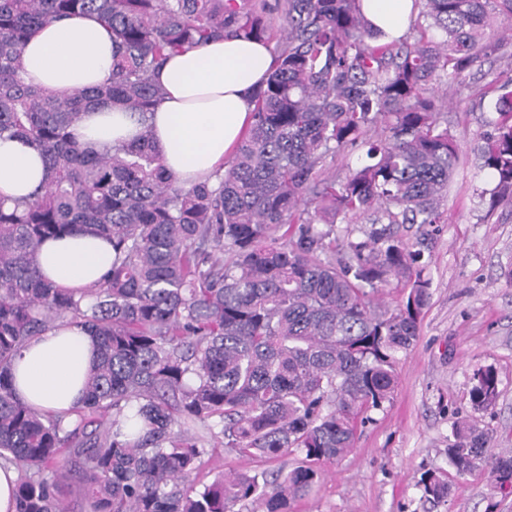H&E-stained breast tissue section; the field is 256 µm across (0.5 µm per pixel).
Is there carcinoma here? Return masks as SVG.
Returning <instances> with one entry per match:
<instances>
[{
	"label": "carcinoma",
	"instance_id": "cac0c4a2",
	"mask_svg": "<svg viewBox=\"0 0 512 512\" xmlns=\"http://www.w3.org/2000/svg\"><path fill=\"white\" fill-rule=\"evenodd\" d=\"M360 2L285 0L275 31L268 0H0V138L27 139L47 169L28 197H0V461L19 472L16 512H66L54 486L69 471L44 476L65 448L90 476L95 512H294L319 467L392 399L430 292L423 253L390 225L426 235L444 223L459 148L434 86L458 95L488 55L512 58L507 39H482L491 11L512 15V0H414L416 35L387 42ZM85 13L112 30L109 77L69 94L27 81L31 34ZM224 37L275 41V68L224 170L176 184L147 125L133 143L99 150L72 136L101 104L148 120L168 56ZM493 111L478 154L496 181L492 202L512 207V93ZM357 145L365 162L339 181L324 175L328 154ZM338 217L374 228L338 244L319 228ZM81 231L109 238L113 257L101 281L76 292L44 279L36 255L44 240ZM392 277L410 285L395 309L376 302ZM64 319L96 341L74 425L12 387L20 349ZM474 380L484 409L496 372ZM199 428L230 453L302 460L198 489L189 477L214 452ZM491 438L488 427L457 426L448 460L459 476L489 465L511 485L512 455H489ZM423 490L447 497V474L429 475Z\"/></svg>",
	"mask_w": 512,
	"mask_h": 512
}]
</instances>
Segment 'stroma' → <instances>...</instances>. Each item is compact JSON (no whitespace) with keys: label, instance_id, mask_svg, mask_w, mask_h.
<instances>
[{"label":"stroma","instance_id":"35a3bbf8","mask_svg":"<svg viewBox=\"0 0 512 512\" xmlns=\"http://www.w3.org/2000/svg\"><path fill=\"white\" fill-rule=\"evenodd\" d=\"M506 69L489 56L469 78L465 96L448 98V130L459 144L460 166L441 202L446 221L424 249L431 299L420 338L396 363L391 402L372 411L342 459L323 465L295 512H512V489L499 486L491 469L460 477L447 456L448 437L462 423L492 430L491 453L512 451V208L492 203L495 181L476 160L497 99L487 74ZM488 366L498 374V398L478 411L470 397L472 377ZM262 466L219 449L192 480L202 486L218 474ZM430 472L448 475L443 501L424 495L421 480Z\"/></svg>","mask_w":512,"mask_h":512}]
</instances>
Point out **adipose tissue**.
Returning <instances> with one entry per match:
<instances>
[{"mask_svg":"<svg viewBox=\"0 0 512 512\" xmlns=\"http://www.w3.org/2000/svg\"><path fill=\"white\" fill-rule=\"evenodd\" d=\"M412 0H361V10L385 39L403 36ZM29 80L58 93L101 84L112 68V34L94 15L38 29L23 48ZM275 63L270 45L229 38L170 56L156 76L164 95L148 122L120 107L84 114L72 133L82 146L130 143L150 125L168 173L190 186L230 158L253 119L252 95ZM47 178L40 151L22 139L0 138V195L27 196ZM36 262L43 278L62 288H82L112 266V245L90 233L45 241ZM96 343L84 329L63 324L33 338L14 362V392L46 413L71 417L83 398Z\"/></svg>","mask_w":512,"mask_h":512,"instance_id":"obj_1","label":"adipose tissue"}]
</instances>
